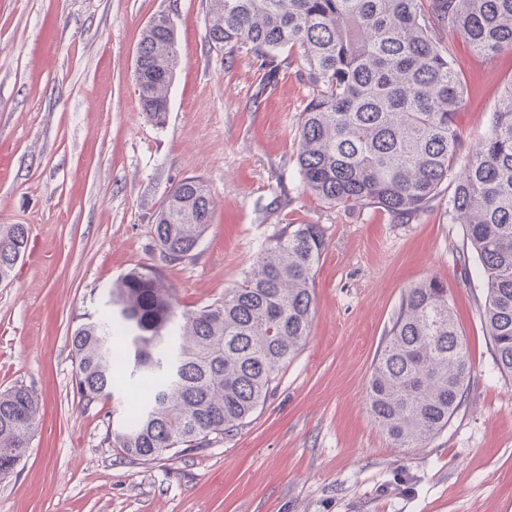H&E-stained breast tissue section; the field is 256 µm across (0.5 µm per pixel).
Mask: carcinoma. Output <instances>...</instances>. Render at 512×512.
Here are the masks:
<instances>
[{"instance_id": "obj_1", "label": "carcinoma", "mask_w": 512, "mask_h": 512, "mask_svg": "<svg viewBox=\"0 0 512 512\" xmlns=\"http://www.w3.org/2000/svg\"><path fill=\"white\" fill-rule=\"evenodd\" d=\"M482 55L512 46V0H209L207 41L247 45L275 70V54L303 49L308 104L298 125L304 187L342 206H376L407 221L452 182L448 218L478 262L483 322L496 365L512 376V84L488 132L470 148L456 126L463 89L444 31ZM178 66L165 15L144 28L134 70L142 111L161 123ZM213 218L209 186L187 177L154 214L164 260L195 251ZM27 243L22 224L0 225V281ZM325 251L318 224H289L257 253L224 298L177 311L154 267L109 291L110 310L71 335L75 385L90 405L146 386L113 447L132 464L187 456L241 429L264 406L280 369L310 336L315 275ZM472 373L468 350L436 277L409 288L368 380L374 422L397 448H418L448 427ZM39 417L22 385L0 392V476L20 464Z\"/></svg>"}]
</instances>
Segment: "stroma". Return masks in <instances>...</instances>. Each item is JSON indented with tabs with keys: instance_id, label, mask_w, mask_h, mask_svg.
<instances>
[{
	"instance_id": "35a3bbf8",
	"label": "stroma",
	"mask_w": 512,
	"mask_h": 512,
	"mask_svg": "<svg viewBox=\"0 0 512 512\" xmlns=\"http://www.w3.org/2000/svg\"><path fill=\"white\" fill-rule=\"evenodd\" d=\"M207 0H0V224L28 244L0 282V391L26 386L40 421L26 458L0 478V512H512V376L482 319L477 263L440 196L409 222L306 191L298 121L309 100L301 48L268 72L254 53L210 47ZM166 14L179 66L164 124L135 90L140 33ZM467 144L489 128L512 82V47L485 58L455 33ZM188 176L213 220L193 259L164 262L152 218ZM320 225L311 335L277 389L232 438L146 465L108 434L119 401L92 405L74 381L70 336L99 315L113 282L158 268L182 308L223 299L270 238ZM448 287L474 370L447 428L394 447L367 411L366 386L404 293Z\"/></svg>"
}]
</instances>
